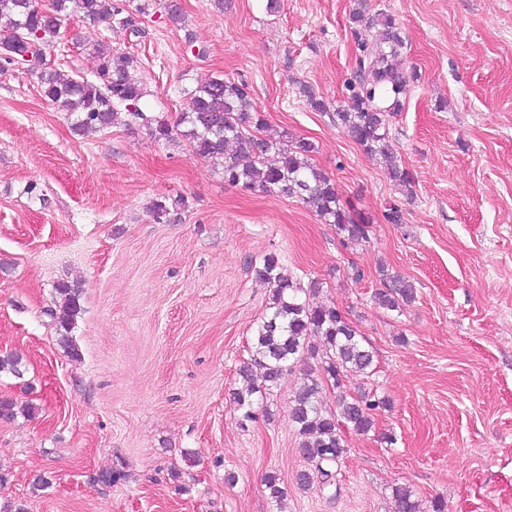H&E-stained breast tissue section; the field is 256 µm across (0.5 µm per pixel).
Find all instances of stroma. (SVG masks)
<instances>
[{"instance_id":"1","label":"stroma","mask_w":512,"mask_h":512,"mask_svg":"<svg viewBox=\"0 0 512 512\" xmlns=\"http://www.w3.org/2000/svg\"><path fill=\"white\" fill-rule=\"evenodd\" d=\"M135 2L148 6L142 37L73 20L46 58L85 75L86 44L111 40L171 122L200 80L246 82L270 131L311 142L372 233L345 249L301 201L225 184L180 136L121 122L75 135L38 70L0 74V353L24 370L0 375V399L21 409L0 419V512H391L397 484L424 512L437 498L448 512H512V0H368L394 16L421 76L390 119L409 197L330 113L352 77L353 0H280L272 15L266 0H181L179 25ZM161 196L185 200L179 221L155 222ZM393 203L403 223L385 220ZM270 253L373 351L374 375L350 373L344 390L391 403L369 434L343 430L333 497L296 484L309 468L288 419L302 368L268 395L270 418L240 425L233 402L270 295L253 265ZM381 263L416 289L402 311L373 299ZM60 280L82 290L77 360L47 314ZM115 469L123 480L100 481ZM270 473L287 490L278 509Z\"/></svg>"}]
</instances>
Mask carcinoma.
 Wrapping results in <instances>:
<instances>
[{
  "label": "carcinoma",
  "instance_id": "cac0c4a2",
  "mask_svg": "<svg viewBox=\"0 0 512 512\" xmlns=\"http://www.w3.org/2000/svg\"><path fill=\"white\" fill-rule=\"evenodd\" d=\"M367 0H354L349 13L354 39V66L348 95L333 116L349 136L370 155L389 159L388 176L398 193L413 194L414 178L397 163L392 151L389 118L402 109V97L420 76L414 66L396 63L404 42L395 18L385 11L366 13ZM147 6L128 10L117 0H51L46 11L33 0H0V72L19 65L39 69L44 97L73 117L71 130L79 136L105 131L120 115L126 125L148 129L156 141L173 138V126L152 114L147 107L146 88L134 79L131 70L135 57L112 42L100 39L88 45L95 68L89 76H80L46 61L44 49L59 37L61 29L74 16L93 23L140 34L139 18ZM380 27V37L371 30ZM185 126L181 136L197 153L209 156L223 167L224 182L248 190H260L277 196L297 198L314 210L325 223L333 224L342 245L350 250L368 242L372 225L355 209L341 203L335 181L311 162V143L290 138L284 130L265 134L268 128L263 112L252 103L246 84L209 77L189 93L186 111L176 126ZM186 207L182 198L159 197L152 203L159 224L180 220ZM259 279L271 285L265 313L255 328L250 360L243 363L239 375L243 384L234 392V403L241 424L257 418L255 399L266 397L277 386L281 375L293 370L303 357L318 361V370H309L290 401L288 418L302 438L298 452L313 467L303 471L296 482L302 487L317 481L320 491L336 496V472L347 453L342 429L366 434L374 427V414L387 409L389 400L373 391L357 396L342 390V378L348 372L368 373L372 352L353 322L335 305L313 306L302 298L304 288L275 254L264 256L254 267ZM382 288L375 302L389 311H401L415 298L413 284L378 265ZM59 301L48 315L60 331V343L71 357L81 358L70 336L82 313L81 289L68 282L55 284ZM318 337L322 348L311 343ZM16 378L24 375L22 358L16 353L0 354V374ZM336 389L335 410L323 407V390ZM268 498L282 508L284 489L274 474L265 478ZM393 512H421V503L406 485L392 487Z\"/></svg>",
  "mask_w": 512,
  "mask_h": 512
}]
</instances>
